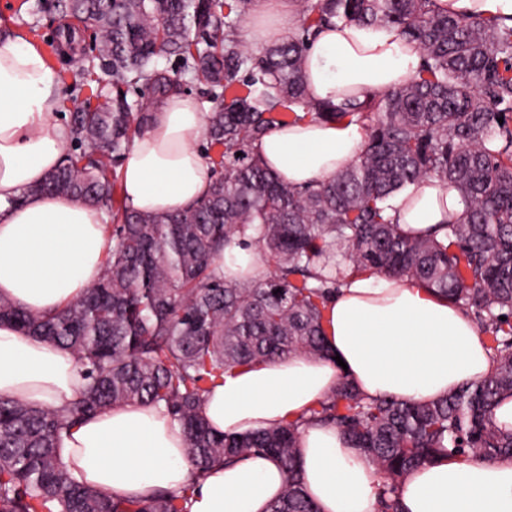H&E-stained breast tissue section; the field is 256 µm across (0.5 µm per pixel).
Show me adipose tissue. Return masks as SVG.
I'll return each mask as SVG.
<instances>
[{
  "label": "adipose tissue",
  "instance_id": "obj_1",
  "mask_svg": "<svg viewBox=\"0 0 512 512\" xmlns=\"http://www.w3.org/2000/svg\"><path fill=\"white\" fill-rule=\"evenodd\" d=\"M436 5L512 25V0ZM298 25L284 0H256L243 36L257 46ZM421 56L394 27L332 22L306 53L309 97L337 103L386 93L416 75ZM61 93L60 76L40 47L19 36L0 39V298L36 312L78 301L112 251L103 210L71 196L28 192L62 161ZM206 132L204 104L190 95L168 97L120 170L125 204L161 214L201 200L212 180L199 149ZM364 140L360 126L306 119L273 131L255 150L291 186L306 188L356 159ZM463 211L457 191L426 179L394 199L391 216L405 233L425 235ZM323 327L330 359L295 354L225 373L203 399L211 427L240 433L300 420L345 379L369 399L429 403L494 368L472 315L405 278L349 275L327 301ZM83 388L69 350L0 323V396L59 407L78 400ZM183 448L164 409L130 403L84 418L57 453L81 483L130 499L183 491L188 512H267L287 480L280 463L263 454L197 477ZM298 448L318 512H380L379 471L333 426H302ZM396 500L399 512H512V459L439 456L404 475Z\"/></svg>",
  "mask_w": 512,
  "mask_h": 512
}]
</instances>
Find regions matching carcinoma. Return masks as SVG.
I'll use <instances>...</instances> for the list:
<instances>
[{"label":"carcinoma","instance_id":"carcinoma-1","mask_svg":"<svg viewBox=\"0 0 512 512\" xmlns=\"http://www.w3.org/2000/svg\"><path fill=\"white\" fill-rule=\"evenodd\" d=\"M251 0H41V10L96 31L97 54H73L78 73L100 70L91 105L71 90L72 151L32 193H62L107 211L112 254L75 304L44 315L0 299V322L72 352L84 396L43 408L0 397V512H187V495L158 491L118 500L77 482L57 454L76 420L127 403L165 409L185 438L194 472L263 453L288 481L269 512H318L298 464L303 421L237 435L206 421L203 395L224 372L292 354L327 356L325 303L363 270L426 284L483 316L495 367L488 377L427 404L364 399L347 380L312 410L361 449L383 475L381 512H397L394 486L445 452L512 458V430L492 410L512 397V26L435 9V0H299L301 30L257 53L238 48ZM391 25L423 54L413 81L364 100L308 98L305 55L332 19ZM174 56L180 73L158 67ZM207 86L216 103L207 138L224 148L208 195L172 214L115 205L114 168L151 125L150 106ZM135 98H129V95ZM313 119L366 129L360 156L298 190L253 144L280 125ZM503 122H498V118ZM456 190L464 219L444 238L411 237L388 215L423 179ZM253 242L267 270L226 281L217 260Z\"/></svg>","mask_w":512,"mask_h":512}]
</instances>
